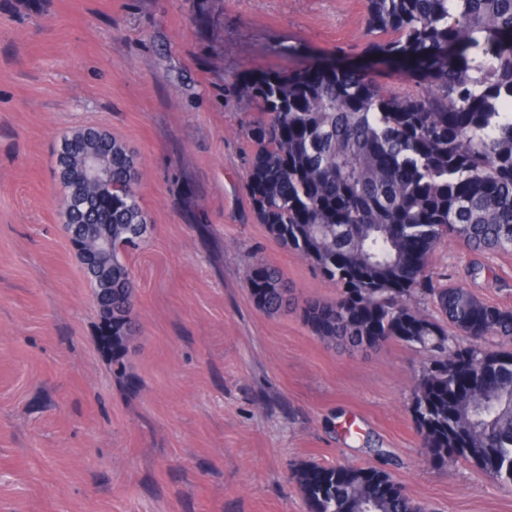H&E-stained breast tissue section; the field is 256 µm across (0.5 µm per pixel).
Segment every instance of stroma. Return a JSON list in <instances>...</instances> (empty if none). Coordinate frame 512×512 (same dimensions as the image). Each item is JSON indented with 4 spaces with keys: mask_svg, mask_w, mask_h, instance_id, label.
Here are the masks:
<instances>
[{
    "mask_svg": "<svg viewBox=\"0 0 512 512\" xmlns=\"http://www.w3.org/2000/svg\"><path fill=\"white\" fill-rule=\"evenodd\" d=\"M365 0H0V512H306L303 463L375 466L433 512H512V487L431 468L409 405L430 356L345 351L254 304L336 289L268 234L244 187L255 107L227 87L312 60L417 88L377 60ZM134 151L148 242L126 258L138 332L116 377L63 224V132ZM429 273L512 308V251L448 239ZM251 297L260 310L268 314L288 312L299 306L279 271L265 264H255L249 269Z\"/></svg>",
    "mask_w": 512,
    "mask_h": 512,
    "instance_id": "stroma-1",
    "label": "stroma"
}]
</instances>
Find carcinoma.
Segmentation results:
<instances>
[{
    "mask_svg": "<svg viewBox=\"0 0 512 512\" xmlns=\"http://www.w3.org/2000/svg\"><path fill=\"white\" fill-rule=\"evenodd\" d=\"M372 49L408 71L415 95L383 92L347 69L267 72L227 88L251 101L254 151L246 190L258 223L338 288L298 304L279 271L249 269L251 297L274 314L301 307L328 342L366 346L396 336L431 353L411 414L435 469L464 459L512 485V309L427 273L445 238L472 251H512V0H367ZM112 180L68 205L73 224L112 226V318L101 348L123 375L135 282L126 256L148 222L111 139ZM421 296L436 314L411 306ZM500 344L488 349V338ZM307 512H425L374 467L304 464Z\"/></svg>",
    "mask_w": 512,
    "mask_h": 512,
    "instance_id": "carcinoma-1",
    "label": "carcinoma"
}]
</instances>
